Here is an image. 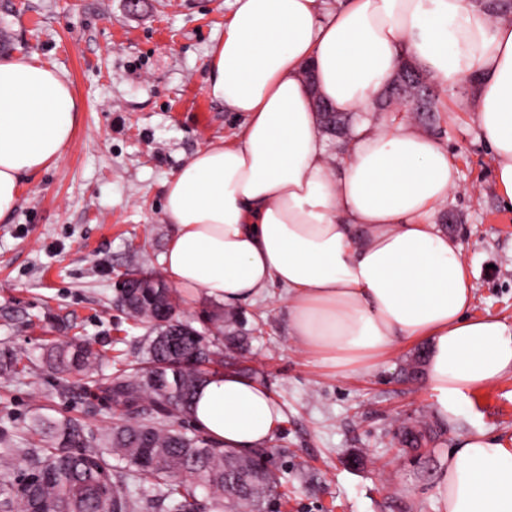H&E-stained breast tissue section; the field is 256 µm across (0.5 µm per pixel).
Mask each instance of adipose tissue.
I'll return each instance as SVG.
<instances>
[{"instance_id": "ef3b65f1", "label": "adipose tissue", "mask_w": 512, "mask_h": 512, "mask_svg": "<svg viewBox=\"0 0 512 512\" xmlns=\"http://www.w3.org/2000/svg\"><path fill=\"white\" fill-rule=\"evenodd\" d=\"M459 94L512 207V23L477 0H234L207 54L206 93L245 116L242 137L199 149L164 183L174 233L169 282L239 306L285 290L288 334L336 374L372 372L400 343L425 341L437 416L512 374V323L472 312L459 240L432 218L458 184L447 150L373 104L403 62ZM313 69L315 88L304 73ZM352 115L331 157L316 99ZM80 103L37 55L0 57V217L24 176L54 167ZM194 426L221 446L263 448L283 420L260 383L228 371L198 392ZM439 512H512V435L460 436L434 485Z\"/></svg>"}]
</instances>
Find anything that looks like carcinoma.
Instances as JSON below:
<instances>
[{
	"label": "carcinoma",
	"mask_w": 512,
	"mask_h": 512,
	"mask_svg": "<svg viewBox=\"0 0 512 512\" xmlns=\"http://www.w3.org/2000/svg\"><path fill=\"white\" fill-rule=\"evenodd\" d=\"M325 133L345 135V115L321 121ZM155 288L129 283L116 294L128 319L149 328L139 366L118 369L93 381L99 397L112 405L116 422L106 434L89 431L75 419L35 412L26 437L0 430V454L18 459L0 471V512H279L281 477L273 453L226 450L185 423L198 390L246 351L236 313L227 330L210 333L182 319L176 291L157 276ZM105 355L86 340L52 343L47 370L55 375L90 377ZM20 352L0 349V376L22 374ZM430 425L405 426L395 434L400 446L417 450L431 441ZM115 463H110V460ZM151 485L147 497L141 482ZM207 492L203 499L197 488Z\"/></svg>",
	"instance_id": "obj_1"
}]
</instances>
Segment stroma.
I'll return each mask as SVG.
<instances>
[{
  "mask_svg": "<svg viewBox=\"0 0 512 512\" xmlns=\"http://www.w3.org/2000/svg\"><path fill=\"white\" fill-rule=\"evenodd\" d=\"M231 11L232 0H140L134 11L126 0H0V56L39 54L81 104L71 147L56 167L26 177L0 218V348L23 352L27 367L0 378V428L25 435L36 411L111 428V405L85 380L59 393L45 348L80 336L106 357L138 359L147 329L115 308L114 283L131 267L162 273L173 233L164 182L205 144L241 136L243 116L205 91L207 53ZM440 98L432 136L459 181L434 222L462 245L474 313L512 321V211L499 204L472 114L449 93ZM238 312L245 324L257 314L265 321L243 365L283 407L271 440L286 479L281 512H436L432 487L458 436L477 422L512 433L511 374L471 395L473 415L446 424L425 376L401 373L418 343L372 373L341 376L291 340L280 290ZM417 419L436 429L434 442L399 451L395 432Z\"/></svg>",
  "mask_w": 512,
  "mask_h": 512,
  "instance_id": "1",
  "label": "stroma"
}]
</instances>
